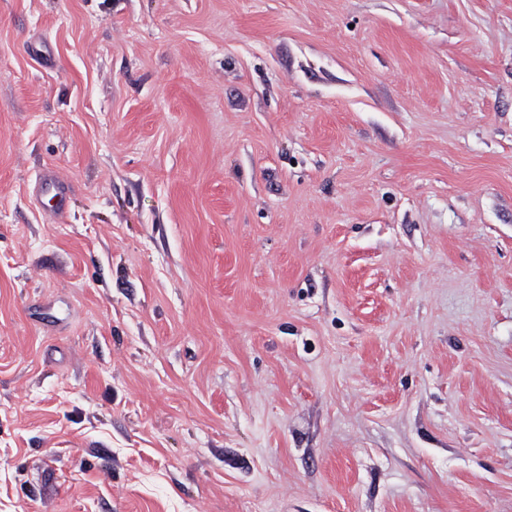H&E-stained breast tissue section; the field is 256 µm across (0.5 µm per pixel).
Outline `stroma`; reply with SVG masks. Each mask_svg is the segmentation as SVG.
<instances>
[{
	"mask_svg": "<svg viewBox=\"0 0 512 512\" xmlns=\"http://www.w3.org/2000/svg\"><path fill=\"white\" fill-rule=\"evenodd\" d=\"M0 512H512V0H0ZM39 191L54 200L58 209L55 216L60 221L64 220L66 218L64 210L71 194L69 182L57 173H48L40 178Z\"/></svg>",
	"mask_w": 512,
	"mask_h": 512,
	"instance_id": "35a3bbf8",
	"label": "stroma"
}]
</instances>
